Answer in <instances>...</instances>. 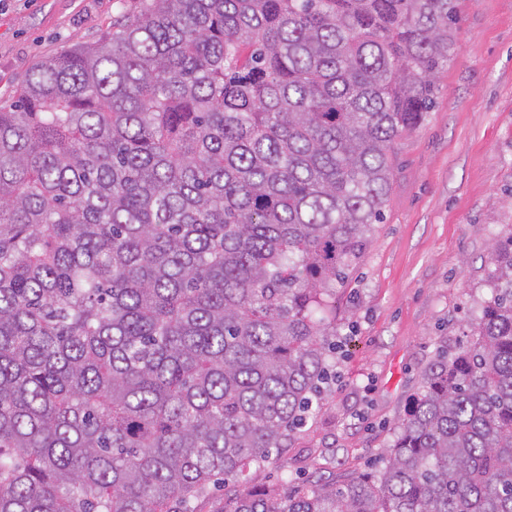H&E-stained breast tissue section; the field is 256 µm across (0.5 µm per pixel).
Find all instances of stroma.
I'll list each match as a JSON object with an SVG mask.
<instances>
[{"instance_id":"stroma-1","label":"stroma","mask_w":512,"mask_h":512,"mask_svg":"<svg viewBox=\"0 0 512 512\" xmlns=\"http://www.w3.org/2000/svg\"><path fill=\"white\" fill-rule=\"evenodd\" d=\"M141 0H0V100L31 68L102 40ZM455 59L424 122L393 145L383 221L336 287L334 378L305 426L254 471L340 481L376 473L422 371L489 295L512 226V0H458Z\"/></svg>"}]
</instances>
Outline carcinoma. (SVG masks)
Wrapping results in <instances>:
<instances>
[{
    "label": "carcinoma",
    "mask_w": 512,
    "mask_h": 512,
    "mask_svg": "<svg viewBox=\"0 0 512 512\" xmlns=\"http://www.w3.org/2000/svg\"><path fill=\"white\" fill-rule=\"evenodd\" d=\"M455 0H142L0 103V512H512V231L374 476L256 490Z\"/></svg>",
    "instance_id": "1"
}]
</instances>
